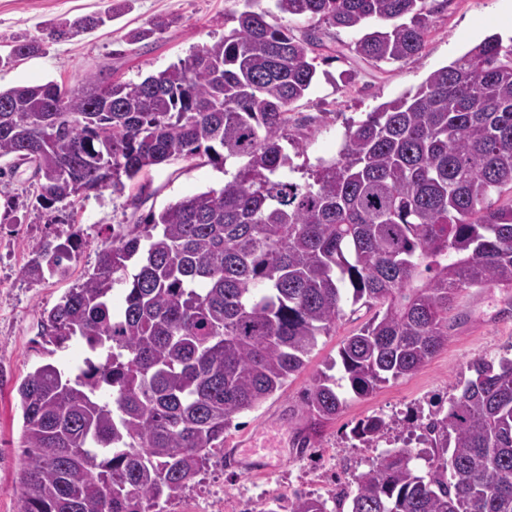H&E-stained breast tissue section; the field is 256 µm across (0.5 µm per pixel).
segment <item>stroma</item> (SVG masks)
Instances as JSON below:
<instances>
[{
    "instance_id": "obj_1",
    "label": "stroma",
    "mask_w": 512,
    "mask_h": 512,
    "mask_svg": "<svg viewBox=\"0 0 512 512\" xmlns=\"http://www.w3.org/2000/svg\"><path fill=\"white\" fill-rule=\"evenodd\" d=\"M125 3L123 13L93 34L51 43L46 53L0 66V88L49 81L74 86L85 73L106 63L112 66L113 78L137 82L219 40L244 8L242 0ZM107 5L108 0H0V38L39 36L60 19ZM159 15L170 21L166 30L148 44L128 43L130 31ZM493 33L512 36V0H448L432 16L422 57L408 64L358 58L349 49L354 33L331 29L318 50L321 60L313 87L291 106L288 134L300 146L288 151L293 166L289 178L303 181L307 169L334 159L349 123L364 120L380 104L416 90L431 72ZM30 176L23 165L0 180V512H21L22 411L16 385L38 366L51 363L63 368L81 356L76 346L55 351L41 338L43 312L94 270L98 252L114 227L136 223L149 212L224 184L223 169L207 158L173 160L127 183L123 192L107 190L97 197L61 203L57 215L63 221L56 224L51 215L38 220L27 211ZM72 227L79 229L81 245L68 273L42 282L25 278L21 269L32 246L44 238L64 242ZM369 317L368 310L345 303L341 319L330 335L319 337L306 368L290 377L281 391L234 418L223 447L210 451L205 471L164 504L163 512H182L189 501L197 512H213L216 501L229 507L240 498L259 507L270 497H284L296 489L328 498L334 489L320 480L327 470L335 471L339 488L353 490L354 474L365 470L379 451L401 446L409 435L408 430L397 429L373 447L352 438L351 429L359 420L383 413L415 421L417 415L447 405L460 381L469 378L473 362L512 358V288H471L458 296L448 314L447 346L415 375L359 396L336 359L343 341ZM326 369L338 380L344 406L302 454L297 441L307 426L303 395L315 375ZM247 444L264 449L270 464L266 472L252 474L230 463L229 449Z\"/></svg>"
}]
</instances>
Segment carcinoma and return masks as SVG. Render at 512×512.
I'll return each instance as SVG.
<instances>
[{
    "label": "carcinoma",
    "mask_w": 512,
    "mask_h": 512,
    "mask_svg": "<svg viewBox=\"0 0 512 512\" xmlns=\"http://www.w3.org/2000/svg\"><path fill=\"white\" fill-rule=\"evenodd\" d=\"M305 17L295 34L246 0L238 26L188 60L139 82L103 66L76 87L53 81L0 89V178L32 167L35 218L70 198L121 192L178 158L242 160L220 188L120 224L94 272L43 314L56 348L85 342L92 371L51 363L17 387L23 418L21 512H154L205 469L233 418L300 372L352 304L373 316L339 349L352 391L411 376L448 344V311L475 287L512 288V42L493 33L431 72L413 93L351 124L338 156L308 181L288 179L290 105L317 73L321 26L360 34L376 62L417 61L428 0H274ZM114 8L53 24L69 40L112 20ZM169 26L156 17L143 41ZM44 38V39H46ZM16 38L0 64L44 51ZM71 245L44 239L29 280L64 273ZM118 317L114 286L126 282ZM446 411L420 423L415 452L386 451L328 500L295 491L263 512H512V358L477 361ZM333 377L305 392L318 435L343 400ZM401 425L379 415L353 435L376 442ZM427 475L418 474L416 460Z\"/></svg>",
    "instance_id": "carcinoma-1"
}]
</instances>
